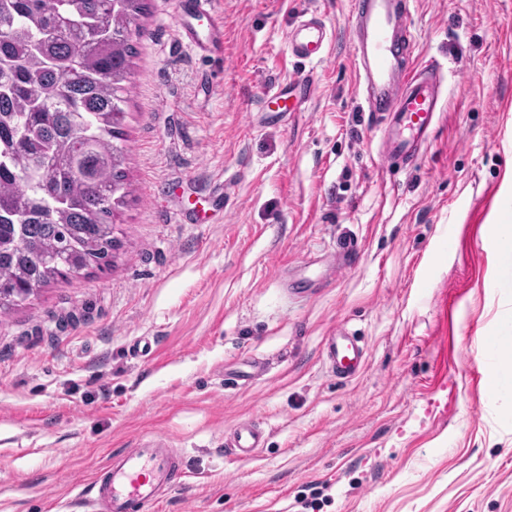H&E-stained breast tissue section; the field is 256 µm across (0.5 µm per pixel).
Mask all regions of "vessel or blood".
I'll return each mask as SVG.
<instances>
[{"instance_id": "obj_1", "label": "vessel or blood", "mask_w": 512, "mask_h": 512, "mask_svg": "<svg viewBox=\"0 0 512 512\" xmlns=\"http://www.w3.org/2000/svg\"><path fill=\"white\" fill-rule=\"evenodd\" d=\"M216 0H183L176 17L183 40L192 50L209 52L224 43V25ZM353 25L359 78L370 95L369 109L385 123L388 151L386 164L408 166L427 146L434 117L441 112V80L438 68L410 69L414 42L406 25L408 0H354ZM208 20L199 31L193 17ZM331 37L324 21H300L288 34L292 56L308 61L327 59ZM310 82L295 80L274 91V99L297 109L309 100ZM325 358L337 377L357 376L365 359L363 349L350 333L328 337ZM263 444V433L252 424L237 426L227 445L241 457L251 456ZM181 475L179 459L169 441L154 434L134 447L112 456L103 472L94 499L95 512H148Z\"/></svg>"}]
</instances>
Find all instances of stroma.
I'll use <instances>...</instances> for the list:
<instances>
[{
	"mask_svg": "<svg viewBox=\"0 0 512 512\" xmlns=\"http://www.w3.org/2000/svg\"><path fill=\"white\" fill-rule=\"evenodd\" d=\"M352 2L219 0L224 44L195 55L177 0H148L112 263L0 317V512H86L152 434L185 474L150 512H512V0H408L444 105L399 173ZM305 15L324 62L288 51ZM302 78L301 111L265 110ZM342 328L367 346L348 381L323 357ZM242 422L264 433L249 458L224 447Z\"/></svg>",
	"mask_w": 512,
	"mask_h": 512,
	"instance_id": "35a3bbf8",
	"label": "stroma"
}]
</instances>
